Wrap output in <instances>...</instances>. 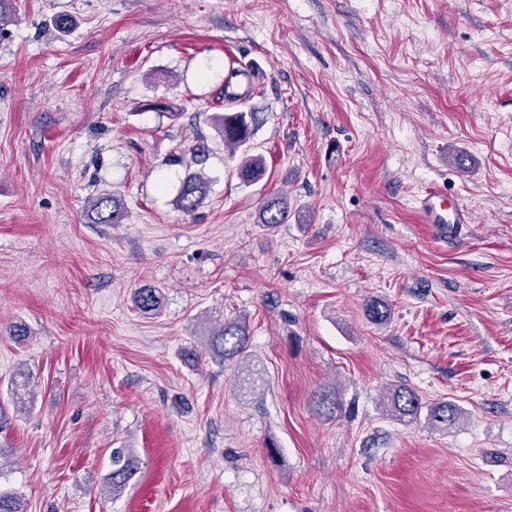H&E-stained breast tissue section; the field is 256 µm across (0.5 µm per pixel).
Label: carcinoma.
<instances>
[{
  "label": "carcinoma",
  "mask_w": 512,
  "mask_h": 512,
  "mask_svg": "<svg viewBox=\"0 0 512 512\" xmlns=\"http://www.w3.org/2000/svg\"><path fill=\"white\" fill-rule=\"evenodd\" d=\"M243 72L231 68L224 78V99L237 102L241 94L236 91L237 78ZM213 126L224 141L231 155H239L236 165L238 178L245 184L260 180L265 173V162L259 155L250 153V143L258 127L255 112L230 109L213 117ZM207 187L202 172L188 175L176 199V206L186 213H192L202 206ZM87 216L96 224H121L126 211L123 203L115 196L106 194L90 200ZM288 217V203L282 197H270L263 204L260 219L263 224H281ZM162 294L157 288H140L135 294L136 308L145 315L157 313L162 306ZM209 349L214 362H226L238 358L248 361L249 332L246 324L233 321L219 325L208 338ZM388 414L400 422H412L422 412V403L415 392L407 388L392 391L388 397ZM427 424L435 429L446 430L459 421V410L454 406L439 402L427 408ZM136 459L127 448H114L111 451V471L108 476L112 490L122 489L135 475Z\"/></svg>",
  "instance_id": "obj_1"
}]
</instances>
